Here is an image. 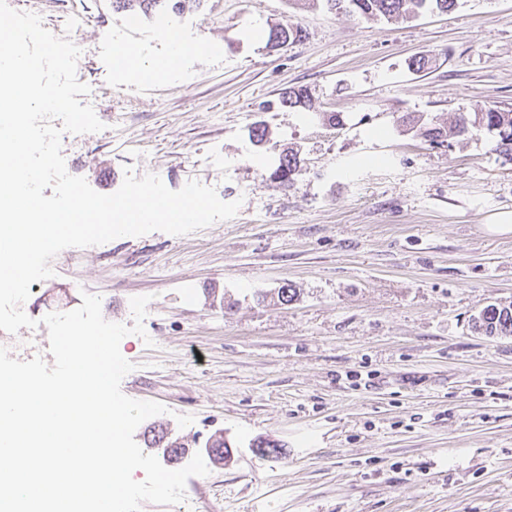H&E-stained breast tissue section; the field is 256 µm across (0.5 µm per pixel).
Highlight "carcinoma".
<instances>
[{"label":"carcinoma","instance_id":"carcinoma-1","mask_svg":"<svg viewBox=\"0 0 512 512\" xmlns=\"http://www.w3.org/2000/svg\"><path fill=\"white\" fill-rule=\"evenodd\" d=\"M329 9L338 13L356 15L366 20H396L417 16L423 12H448L458 5V0H324ZM186 0H116L119 9L132 15H148L158 6L180 11ZM302 38V29L292 24L281 25L269 31L267 46L276 47L277 42L288 43ZM279 103L291 109L308 107L305 89H290L282 93ZM409 129L432 144L460 137L473 131H486L495 135L496 150L512 157V110L481 109L474 112H460L453 122L446 126H429L419 117L407 118ZM300 167L297 153L282 154L270 177L284 186H290ZM475 332L486 336L512 337V305L490 304L472 319Z\"/></svg>","mask_w":512,"mask_h":512}]
</instances>
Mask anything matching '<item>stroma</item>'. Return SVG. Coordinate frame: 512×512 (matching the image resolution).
Returning a JSON list of instances; mask_svg holds the SVG:
<instances>
[{
  "instance_id": "35a3bbf8",
  "label": "stroma",
  "mask_w": 512,
  "mask_h": 512,
  "mask_svg": "<svg viewBox=\"0 0 512 512\" xmlns=\"http://www.w3.org/2000/svg\"><path fill=\"white\" fill-rule=\"evenodd\" d=\"M7 3L60 32L86 17L80 101L104 128L63 136L71 175L111 194L129 168L241 203L183 236L62 250L24 304L37 327L0 330L7 348L39 336L50 364L46 314L86 291L129 325L130 298L150 296L154 345L121 341L134 365L121 390L167 411L134 439L167 428L185 444L180 469L220 433L229 457L207 460L184 502L141 512H512V337L471 328L486 305L512 304V235L487 230L512 214V160L484 132L437 146L399 125L512 109V0L392 21L321 0H200L137 18L113 0ZM287 22L302 39L269 50ZM418 56L429 69L410 68ZM291 87L309 109L279 107ZM288 148L301 170L285 188L270 172ZM285 284L293 301L258 300ZM259 439L278 453L260 455Z\"/></svg>"
}]
</instances>
